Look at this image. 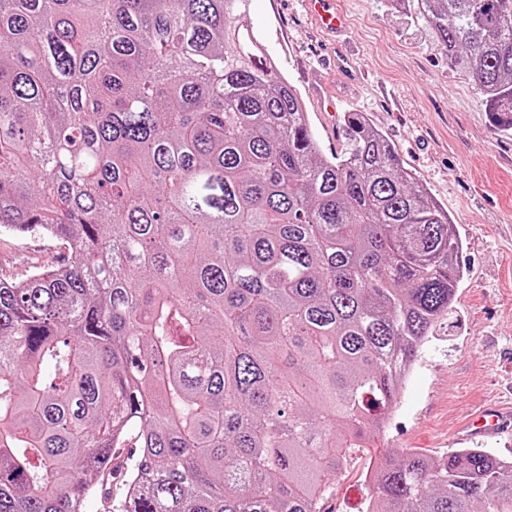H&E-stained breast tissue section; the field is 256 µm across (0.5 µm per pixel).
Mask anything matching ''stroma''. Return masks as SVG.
<instances>
[{
  "instance_id": "35a3bbf8",
  "label": "stroma",
  "mask_w": 512,
  "mask_h": 512,
  "mask_svg": "<svg viewBox=\"0 0 512 512\" xmlns=\"http://www.w3.org/2000/svg\"><path fill=\"white\" fill-rule=\"evenodd\" d=\"M345 30L323 34L303 0H251L250 21L300 92L323 151L344 147L343 117L359 112L395 146L448 213L463 248L456 313L420 351L382 437L353 453L326 512H362L364 469L390 449L431 458L477 404L512 399V132L495 131L472 75L448 56L419 15L418 0H336ZM62 250L0 231V273L58 263Z\"/></svg>"
}]
</instances>
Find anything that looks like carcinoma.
<instances>
[{
	"label": "carcinoma",
	"mask_w": 512,
	"mask_h": 512,
	"mask_svg": "<svg viewBox=\"0 0 512 512\" xmlns=\"http://www.w3.org/2000/svg\"><path fill=\"white\" fill-rule=\"evenodd\" d=\"M250 0H0V512H323L454 314L448 213L359 112L325 154ZM512 130V0H420ZM133 448L118 464L115 451ZM368 512H512V461L393 450ZM64 256L58 246L45 239L0 231V273L20 277L34 268H49Z\"/></svg>",
	"instance_id": "carcinoma-1"
}]
</instances>
